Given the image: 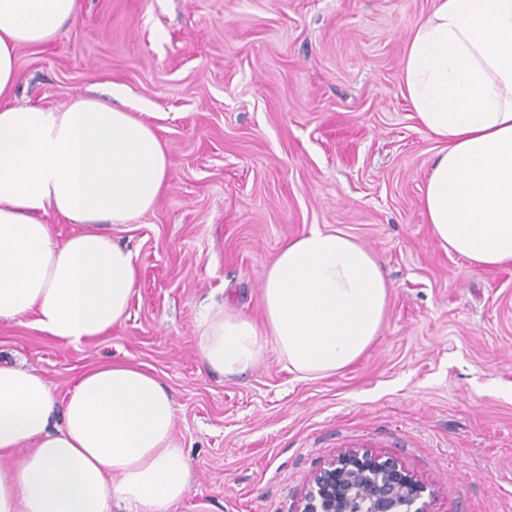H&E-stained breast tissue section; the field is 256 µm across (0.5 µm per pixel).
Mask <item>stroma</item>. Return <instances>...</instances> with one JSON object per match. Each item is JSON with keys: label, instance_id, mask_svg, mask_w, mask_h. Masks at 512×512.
Listing matches in <instances>:
<instances>
[{"label": "stroma", "instance_id": "stroma-1", "mask_svg": "<svg viewBox=\"0 0 512 512\" xmlns=\"http://www.w3.org/2000/svg\"><path fill=\"white\" fill-rule=\"evenodd\" d=\"M434 0H78L55 40L17 51L16 104L96 96L139 113L172 163L153 210L110 227L138 269L130 315L55 343L0 321V363L65 400L107 362L176 403L190 489L169 512H293L306 478L358 448L397 458L431 512H512V266L475 271L433 239L422 188L440 148L403 93L412 28ZM350 234L390 285L372 347L298 379L268 353L236 377L198 351L208 307L260 316L280 247Z\"/></svg>", "mask_w": 512, "mask_h": 512}]
</instances>
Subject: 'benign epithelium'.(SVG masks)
Returning <instances> with one entry per match:
<instances>
[{
	"instance_id": "1",
	"label": "benign epithelium",
	"mask_w": 512,
	"mask_h": 512,
	"mask_svg": "<svg viewBox=\"0 0 512 512\" xmlns=\"http://www.w3.org/2000/svg\"><path fill=\"white\" fill-rule=\"evenodd\" d=\"M425 490L396 459L349 449L307 478L296 512H431Z\"/></svg>"
}]
</instances>
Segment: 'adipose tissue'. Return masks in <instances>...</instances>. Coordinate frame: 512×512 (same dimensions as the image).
<instances>
[{"label": "adipose tissue", "instance_id": "ef3b65f1", "mask_svg": "<svg viewBox=\"0 0 512 512\" xmlns=\"http://www.w3.org/2000/svg\"><path fill=\"white\" fill-rule=\"evenodd\" d=\"M77 0H0V321L32 316L79 346L128 316L138 271L96 224L152 210L171 161L134 113L94 98L64 109L14 105L16 50L54 39ZM405 94L441 148L422 194L425 220L471 269L512 265V0H435L411 34ZM76 224L58 239L50 219ZM389 285L373 254L338 229L289 240L267 268L261 318L206 317L209 368L236 376L267 353L300 378L336 374L376 341ZM176 406L154 375L129 364L84 373L64 403L45 378L0 365V512H168L189 490L173 441ZM22 459H15V452Z\"/></svg>", "mask_w": 512, "mask_h": 512}]
</instances>
